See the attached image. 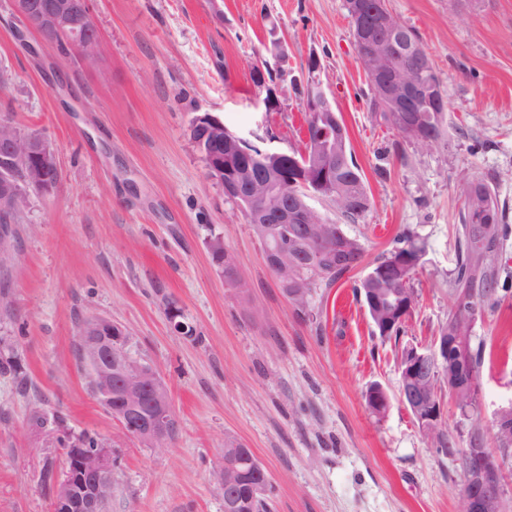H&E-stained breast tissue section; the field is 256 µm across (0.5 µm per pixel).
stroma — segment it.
Returning <instances> with one entry per match:
<instances>
[{
	"label": "stroma",
	"instance_id": "stroma-1",
	"mask_svg": "<svg viewBox=\"0 0 512 512\" xmlns=\"http://www.w3.org/2000/svg\"><path fill=\"white\" fill-rule=\"evenodd\" d=\"M414 27L446 96L448 123L421 146L377 121L343 0H90L101 40L95 67L56 57L36 32L14 34L0 8V64L14 75L0 117L40 132L61 181L31 194L0 262V512H53L64 452L34 414L118 457L107 512H224V444L250 448L275 488L273 512H463L459 456L430 447L399 399V363L431 346L454 297L460 185L491 176L512 226V0H387ZM277 26L288 67L310 55L336 100L371 206L345 231L362 263L312 292L297 315L238 205L212 180L190 136L208 112L263 149H302L300 102L268 114L249 72L270 59ZM403 158H396V151ZM423 243L417 303L399 339L374 336L355 289L403 232ZM222 238L228 281L209 242ZM175 305L192 336L167 316ZM123 325L128 351L169 386L177 424L167 448L127 437L90 392L77 355L88 316ZM483 344L480 426L512 405V230L500 285L471 332ZM380 385L388 411L365 393Z\"/></svg>",
	"mask_w": 512,
	"mask_h": 512
}]
</instances>
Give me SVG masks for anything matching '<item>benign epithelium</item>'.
Here are the masks:
<instances>
[{
  "label": "benign epithelium",
  "instance_id": "1",
  "mask_svg": "<svg viewBox=\"0 0 512 512\" xmlns=\"http://www.w3.org/2000/svg\"><path fill=\"white\" fill-rule=\"evenodd\" d=\"M351 22L353 39L359 55L372 76L377 110L394 112L399 124L412 130V140L425 144L429 137L414 125L416 112H443L442 91L423 82L420 75L429 71L432 61L417 42L408 41L398 47L393 37L392 20L386 2L377 8L367 7L366 0H344ZM11 15L34 29L45 48H54L61 40L72 43L80 62L88 67L99 59L100 35L91 19L89 0L76 8L74 0H9ZM269 43L277 57L276 65L259 60L250 70L255 99L264 112H283L287 104L282 84L290 80L305 90V111L330 120L334 135L343 139L344 130L336 117L335 101L326 93L319 80L320 60L308 58L305 77L288 78V54L278 37L277 29L268 32ZM204 135L193 123L191 136L197 149L207 158L209 176L224 189V194L242 207L248 218H258L266 224H301L302 233L319 256L336 250V234L317 227L318 213L307 198L320 195V185L336 174V144L321 153V179L312 181L300 174L306 162L295 154L265 150L253 146L245 137L224 127L216 116L206 114ZM224 145V154L213 148ZM276 165L290 169L297 176L288 179L289 191L266 176L254 174V167ZM59 171L57 155L51 144L39 133L21 138L0 134V214L19 208V201L31 192L50 188L48 175ZM270 269L278 278L288 277V268L299 269L300 255L292 242H281L265 255ZM400 302L374 298L373 304L391 320H402L412 309L408 293L396 290ZM470 323L462 321L438 336L434 347L410 346L400 360L402 400L415 417L430 444L438 442L443 418L439 398L442 378L454 386L458 407L466 410L478 398L465 346ZM82 346L81 361L89 388L101 407L116 419L125 434L150 448H166L170 444L169 427L174 421L168 385L149 364L133 358L127 351L128 332L110 319L88 317L78 336ZM470 432L465 448L467 468L462 495L464 512H502V464L512 459V448H488L487 442L473 443ZM246 465L242 449L235 443L224 446V490L236 487L243 479ZM112 448L101 442L89 453L81 441L71 444L68 461L54 489V512H106L114 489Z\"/></svg>",
  "mask_w": 512,
  "mask_h": 512
}]
</instances>
